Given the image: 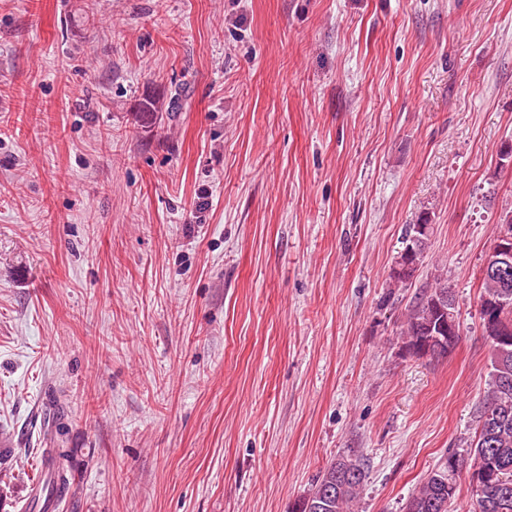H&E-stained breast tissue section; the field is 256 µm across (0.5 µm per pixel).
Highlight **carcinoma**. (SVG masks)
Here are the masks:
<instances>
[{
	"mask_svg": "<svg viewBox=\"0 0 512 512\" xmlns=\"http://www.w3.org/2000/svg\"><path fill=\"white\" fill-rule=\"evenodd\" d=\"M447 284L444 273L433 277V284L422 289L404 315L401 336L405 346L419 355L429 337L438 334L441 322L459 321L455 299L439 313L434 298L435 286ZM480 314L491 321L494 331L485 336H512V265L506 274L482 271ZM490 371L483 404L478 410L473 439L467 454L477 469L471 474L472 497L479 509L473 512H512V488L503 489L499 476L512 477V344L500 354L490 343ZM64 430L57 414L44 422L43 439L57 443ZM38 479L46 489L64 492L75 480L71 448H47ZM465 459L453 453L422 481L418 491L407 501L406 512H449L457 494V477ZM366 478L365 463L352 456H340L328 463L316 476L309 492L298 500L293 512H353Z\"/></svg>",
	"mask_w": 512,
	"mask_h": 512,
	"instance_id": "cac0c4a2",
	"label": "carcinoma"
}]
</instances>
